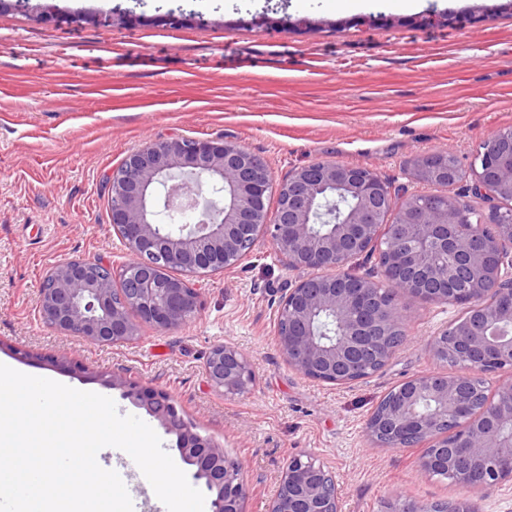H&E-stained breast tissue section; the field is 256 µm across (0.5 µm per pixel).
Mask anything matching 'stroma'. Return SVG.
Here are the masks:
<instances>
[{"label":"stroma","instance_id":"stroma-1","mask_svg":"<svg viewBox=\"0 0 512 512\" xmlns=\"http://www.w3.org/2000/svg\"><path fill=\"white\" fill-rule=\"evenodd\" d=\"M186 16L171 28L157 19ZM476 15L464 28L423 18ZM371 25L334 0H0V361L114 400L147 419L172 459L175 435L106 377L123 372L168 393L193 431L241 465L246 512H267L290 456L334 475L341 512H382L396 496L428 505L469 496L478 512H512V483L466 493L422 472L419 449L374 448L367 420L393 387L440 370L433 339L461 305L411 296L408 337L379 371L345 387L305 377L275 339L278 300L303 273L265 239L238 268L197 278L201 307L173 331L142 327L133 344L60 335L36 305L63 259L126 260L105 182L130 150L156 140L224 138L262 156L274 180L319 161L367 165L396 191H419L411 161L446 149L463 165L512 126V0H422L404 12L372 0ZM110 14L111 27L94 22ZM138 16L125 24L127 15ZM79 15L78 26L59 24ZM247 354L250 390L208 382L210 350ZM120 449L97 461L123 480L135 512H167Z\"/></svg>","mask_w":512,"mask_h":512}]
</instances>
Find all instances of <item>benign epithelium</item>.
Here are the masks:
<instances>
[{
  "label": "benign epithelium",
  "mask_w": 512,
  "mask_h": 512,
  "mask_svg": "<svg viewBox=\"0 0 512 512\" xmlns=\"http://www.w3.org/2000/svg\"><path fill=\"white\" fill-rule=\"evenodd\" d=\"M410 175L421 183L438 179L453 195L413 194L396 201L389 182L364 165L322 162L296 167L279 186L275 220L263 208L272 172L263 157L226 140L175 138L152 141L128 152L108 177L110 223L128 261L114 283L102 261L64 259L48 271L37 303L39 318L64 336L100 344L133 343L139 325L175 330L200 309L191 278L229 271L248 258L260 238L270 239L290 269L309 275L279 300L288 326L277 327L278 350L289 368L314 380L348 385L366 377V366H383L406 336L402 295L466 306L431 349L451 371L417 375L383 397L367 422L375 448H421V469L446 471L462 488L494 489L512 481V381L477 399L479 375L512 370V152L487 147L464 173L452 158L431 152L415 157ZM224 197L205 224L174 232L157 221V209L178 223L179 193L199 184ZM489 203L476 224L463 221L469 197ZM384 289L371 276L352 272L374 254L377 242ZM338 331L327 335L320 321ZM208 382L226 394L253 383L247 356L214 346L205 361ZM107 383L176 436L193 478L212 496V512H244L246 491L239 463L194 432L170 397L145 391L121 373ZM269 512H339L336 481L306 453L291 456ZM384 512H477L468 498L422 506L395 498Z\"/></svg>",
  "instance_id": "obj_1"
}]
</instances>
